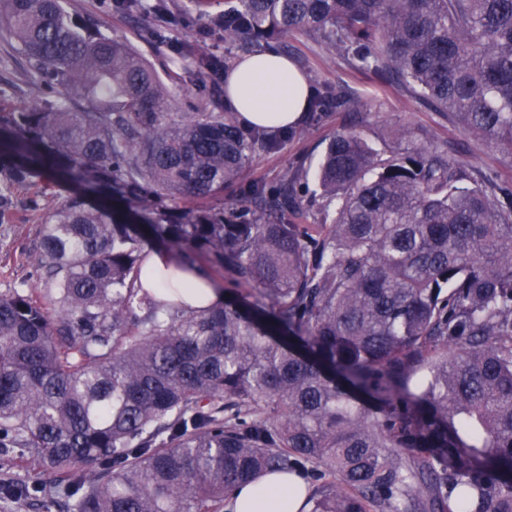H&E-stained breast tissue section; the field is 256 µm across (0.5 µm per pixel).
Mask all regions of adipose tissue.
I'll use <instances>...</instances> for the list:
<instances>
[{"instance_id": "1", "label": "adipose tissue", "mask_w": 512, "mask_h": 512, "mask_svg": "<svg viewBox=\"0 0 512 512\" xmlns=\"http://www.w3.org/2000/svg\"><path fill=\"white\" fill-rule=\"evenodd\" d=\"M312 90L285 56L267 51L237 64L224 83V97L246 125L285 127L306 112ZM154 288L166 295L170 284L197 291L202 302L223 299L218 283L198 271H184L166 253L153 255ZM233 512H301L306 486L294 474L274 473L260 483L233 487L227 493Z\"/></svg>"}]
</instances>
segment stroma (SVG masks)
<instances>
[{
    "label": "stroma",
    "mask_w": 512,
    "mask_h": 512,
    "mask_svg": "<svg viewBox=\"0 0 512 512\" xmlns=\"http://www.w3.org/2000/svg\"><path fill=\"white\" fill-rule=\"evenodd\" d=\"M175 13L191 12L193 24L174 26L172 42H158L152 33L162 19L158 14L144 16L115 8L114 0H68L71 12L93 19L139 45L169 90V101L176 112L224 111V94L214 90L200 76L201 62L215 52H223L226 67H234L242 57L239 44L225 41L221 30L210 29L213 16L223 12L224 0H165ZM279 50L292 59L307 76L313 92L331 87L356 96L361 106L355 112L328 109L320 119L304 115L295 138L283 141L278 149L259 151L248 163L244 176L249 181L274 183L298 164L315 165L336 131L353 128L373 145L383 146L391 133L405 130L410 138L428 135L447 142L449 158L469 174L492 175L498 182L512 185V164L489 151L482 142L464 134L436 112L415 99L397 83H382L373 73L354 69L339 53L298 32L284 37ZM24 63L0 65V117L20 112L32 105L26 86ZM42 215L17 208L11 219L0 224V294L22 288L39 287L36 256L41 242Z\"/></svg>",
    "instance_id": "obj_1"
}]
</instances>
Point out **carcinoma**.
I'll return each mask as SVG.
<instances>
[{"label":"carcinoma","mask_w":512,"mask_h":512,"mask_svg":"<svg viewBox=\"0 0 512 512\" xmlns=\"http://www.w3.org/2000/svg\"><path fill=\"white\" fill-rule=\"evenodd\" d=\"M213 24L307 33L512 162V0H233ZM0 33L35 99L0 126V220L24 183L69 190L44 219L43 288L0 294L1 455L66 491L77 464L112 462L67 512H219L302 461L330 476L309 512H512V188L446 144L386 156L352 129L315 173L245 183L279 140L231 109L166 111L134 43L66 0H0ZM332 107L359 101L310 103ZM311 174L315 223L292 224ZM152 238L232 293L159 298Z\"/></svg>","instance_id":"carcinoma-1"}]
</instances>
